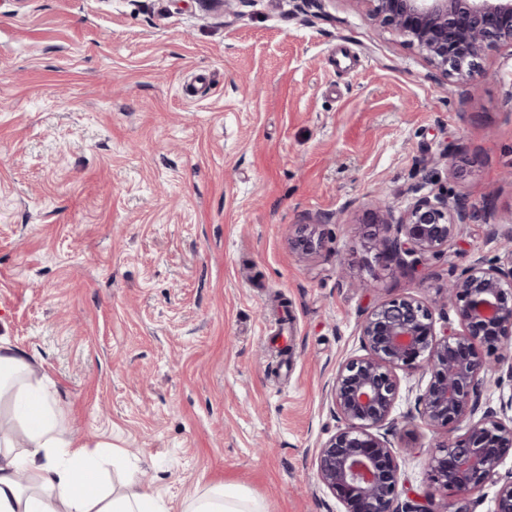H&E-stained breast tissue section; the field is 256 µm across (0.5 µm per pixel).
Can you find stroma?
Wrapping results in <instances>:
<instances>
[{
	"label": "stroma",
	"instance_id": "obj_1",
	"mask_svg": "<svg viewBox=\"0 0 512 512\" xmlns=\"http://www.w3.org/2000/svg\"><path fill=\"white\" fill-rule=\"evenodd\" d=\"M481 65L447 94L357 0H0V336L66 430L176 510L224 482L264 512H344L314 459L361 319L503 252L470 224L410 276L369 222L416 184L512 213V50ZM308 218L324 245L303 257ZM416 384L390 437L402 498L444 512Z\"/></svg>",
	"mask_w": 512,
	"mask_h": 512
}]
</instances>
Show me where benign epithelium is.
Returning <instances> with one entry per match:
<instances>
[{
	"mask_svg": "<svg viewBox=\"0 0 512 512\" xmlns=\"http://www.w3.org/2000/svg\"><path fill=\"white\" fill-rule=\"evenodd\" d=\"M367 14L419 49L448 80V93L479 72L478 60L493 48L512 49V0H356ZM396 212L387 202L370 211L371 223L388 236L377 242L386 257L406 272L451 246L467 224L490 226V236L507 244L490 262L476 258L448 284L437 287L441 304L451 309L457 330L436 329L435 308L415 296L376 304L360 324L364 354L342 362L327 392L343 422L315 457L319 482L345 512H434L432 500L399 505L403 493L399 452L387 435L397 429L394 415L400 393L398 372L418 376L417 406L423 421L444 433L462 423L467 435L450 437L431 456L439 490L465 496L497 478L512 449V394L499 408L481 409L482 389L512 379V362H491L477 349L512 347V217L477 210L460 196L423 192ZM309 255L322 247L316 225L303 224L293 241ZM494 512H512V479L499 488Z\"/></svg>",
	"mask_w": 512,
	"mask_h": 512,
	"instance_id": "obj_1",
	"label": "benign epithelium"
}]
</instances>
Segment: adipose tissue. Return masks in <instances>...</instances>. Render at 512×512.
<instances>
[{
    "instance_id": "adipose-tissue-1",
    "label": "adipose tissue",
    "mask_w": 512,
    "mask_h": 512,
    "mask_svg": "<svg viewBox=\"0 0 512 512\" xmlns=\"http://www.w3.org/2000/svg\"><path fill=\"white\" fill-rule=\"evenodd\" d=\"M0 512H170L156 493L105 488L98 445L75 441L61 424L53 383L8 339L0 337ZM181 512H262L243 489L213 483L183 502Z\"/></svg>"
}]
</instances>
